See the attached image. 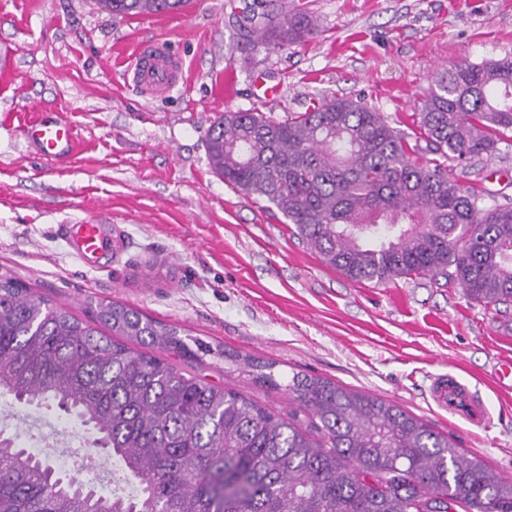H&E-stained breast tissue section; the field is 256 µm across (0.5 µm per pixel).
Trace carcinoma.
Instances as JSON below:
<instances>
[{
    "mask_svg": "<svg viewBox=\"0 0 512 512\" xmlns=\"http://www.w3.org/2000/svg\"><path fill=\"white\" fill-rule=\"evenodd\" d=\"M188 0H106L116 16L176 13ZM246 44L284 49L316 30L247 5ZM410 145L376 107L323 98L304 112L219 116L210 168L267 202L293 234L356 284L429 277L476 302H512V199L465 188L450 161L489 158L512 131V57L456 63L416 113ZM435 155L420 162V150ZM103 332L0 275V391L52 403L98 433L131 491L110 496L0 440V512H512V480L469 459L400 407L316 376L284 387L275 414L129 345L188 351L177 328L117 302ZM277 388L273 365L242 362Z\"/></svg>",
    "mask_w": 512,
    "mask_h": 512,
    "instance_id": "carcinoma-1",
    "label": "carcinoma"
}]
</instances>
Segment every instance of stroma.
<instances>
[{
	"label": "stroma",
	"mask_w": 512,
	"mask_h": 512,
	"mask_svg": "<svg viewBox=\"0 0 512 512\" xmlns=\"http://www.w3.org/2000/svg\"><path fill=\"white\" fill-rule=\"evenodd\" d=\"M249 2L116 17L94 0H0V274L90 323L107 300L177 327L190 352H165L168 362L273 412H288L287 394L256 384L225 352L393 403L512 479V382L496 375L512 363V305L423 277L349 282L276 209L214 175L205 144L225 111L281 117L324 95L364 99L414 134L441 66L512 56V0H294L317 35L244 52ZM143 42L182 63L165 94L125 75ZM39 112L76 127L72 155L48 161L31 149L23 129ZM455 173L512 197V138ZM104 211L112 254L88 265L57 227ZM448 373L478 397L484 425L432 400V377ZM71 423L56 407L0 397L4 437Z\"/></svg>",
	"instance_id": "stroma-1"
}]
</instances>
